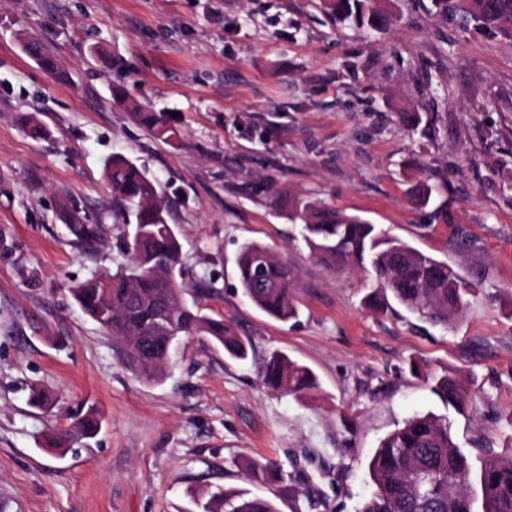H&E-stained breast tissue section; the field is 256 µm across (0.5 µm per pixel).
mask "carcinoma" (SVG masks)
Returning <instances> with one entry per match:
<instances>
[{
  "label": "carcinoma",
  "mask_w": 512,
  "mask_h": 512,
  "mask_svg": "<svg viewBox=\"0 0 512 512\" xmlns=\"http://www.w3.org/2000/svg\"><path fill=\"white\" fill-rule=\"evenodd\" d=\"M323 4L326 13L340 22L372 28L387 25L374 0H323ZM456 7L490 33L512 25V0H457ZM22 49L42 68L51 72L58 68L41 43L25 42ZM112 95L152 134L166 141L178 136L167 113L145 108L119 86ZM18 121L36 139L48 134L31 114L18 115ZM104 176L113 200L134 212V232L126 243L132 264L71 288L82 312L112 336L129 366L147 381L165 377L184 337L206 336L230 357L247 358L248 340L186 298L187 290L178 282L182 253L176 229L168 221L155 182L120 154L106 161ZM290 211L301 221L303 241L321 264L336 271L357 268L371 276L366 302L374 311L386 312L395 302L446 330L469 305L473 284L448 263L390 236L379 225L309 200L294 201ZM69 220L77 240L101 239L103 225L85 224L75 212ZM236 264L242 293L255 308L283 322L295 317V273L277 252L247 243L240 248ZM106 278L111 280L107 297L102 294ZM261 378L266 389L296 399L317 388L311 370L281 352L264 361ZM434 392L447 408L459 414L468 411V393L458 377H439ZM98 428L96 413L89 411L76 423L75 432L90 438ZM369 474L374 490L358 512H512V451L488 453L480 466H474L445 417L418 415L397 426L381 440ZM194 504L199 512H279L270 499L221 487L203 491Z\"/></svg>",
  "instance_id": "carcinoma-1"
}]
</instances>
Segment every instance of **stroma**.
I'll return each instance as SVG.
<instances>
[{
	"label": "stroma",
	"instance_id": "35a3bbf8",
	"mask_svg": "<svg viewBox=\"0 0 512 512\" xmlns=\"http://www.w3.org/2000/svg\"><path fill=\"white\" fill-rule=\"evenodd\" d=\"M378 6L382 29L332 21L321 0H0V512H194L193 493L216 485L280 512H358L381 439L412 416L447 417L476 455L512 441V31L488 34L437 0ZM116 85L175 113L177 143L114 105ZM22 112L48 136L30 138ZM115 154L158 181L188 296L251 341L247 360L195 336L150 382L75 304L74 285L130 261L134 213L114 219L103 175ZM297 197L448 262L475 284L470 305L446 330L399 305L375 314L360 271L311 258L289 218ZM70 208L103 240L77 242ZM247 242L293 266L295 319L243 297ZM272 351L310 367L318 391H267ZM448 373L467 415L431 388ZM35 388L50 407L30 406ZM90 410L98 434L71 437ZM51 431L67 442L48 446ZM267 460L278 471L254 477Z\"/></svg>",
	"mask_w": 512,
	"mask_h": 512
}]
</instances>
